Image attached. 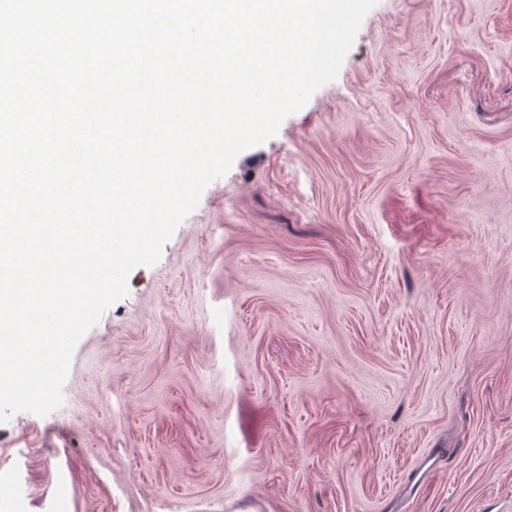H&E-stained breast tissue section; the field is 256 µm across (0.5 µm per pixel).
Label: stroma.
Instances as JSON below:
<instances>
[{"label":"stroma","mask_w":512,"mask_h":512,"mask_svg":"<svg viewBox=\"0 0 512 512\" xmlns=\"http://www.w3.org/2000/svg\"><path fill=\"white\" fill-rule=\"evenodd\" d=\"M0 423V512H512V0H378Z\"/></svg>","instance_id":"stroma-1"}]
</instances>
